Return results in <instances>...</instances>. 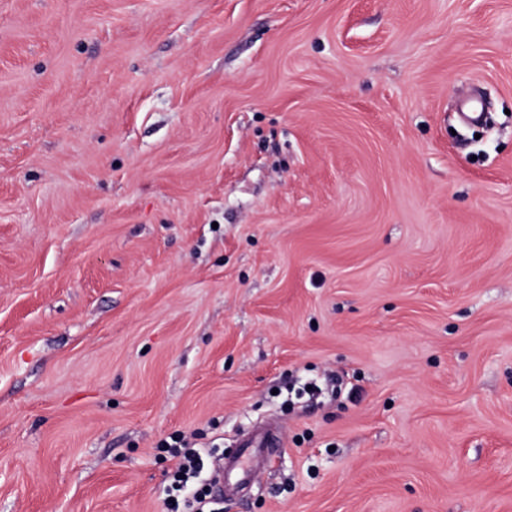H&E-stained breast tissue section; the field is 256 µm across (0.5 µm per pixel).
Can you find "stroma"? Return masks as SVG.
Instances as JSON below:
<instances>
[{
  "label": "stroma",
  "mask_w": 512,
  "mask_h": 512,
  "mask_svg": "<svg viewBox=\"0 0 512 512\" xmlns=\"http://www.w3.org/2000/svg\"><path fill=\"white\" fill-rule=\"evenodd\" d=\"M268 419L222 512H512V0H0V512Z\"/></svg>",
  "instance_id": "35a3bbf8"
}]
</instances>
